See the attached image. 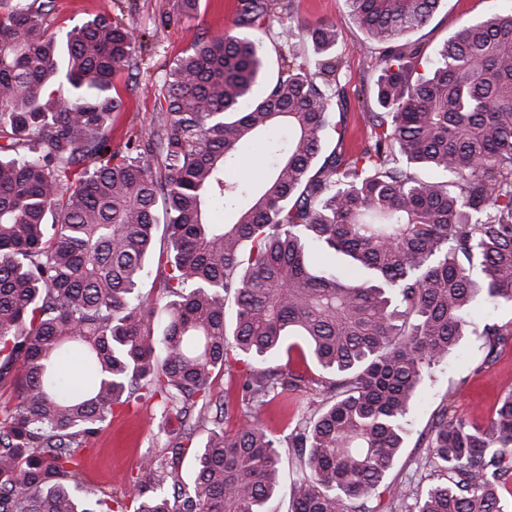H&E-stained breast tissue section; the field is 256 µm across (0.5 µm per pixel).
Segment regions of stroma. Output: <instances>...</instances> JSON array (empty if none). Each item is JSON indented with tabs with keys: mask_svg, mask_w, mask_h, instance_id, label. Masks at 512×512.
Wrapping results in <instances>:
<instances>
[{
	"mask_svg": "<svg viewBox=\"0 0 512 512\" xmlns=\"http://www.w3.org/2000/svg\"><path fill=\"white\" fill-rule=\"evenodd\" d=\"M289 4V9L272 15V31L288 27L297 32L316 21L336 24L340 31L336 53L341 59L343 94L334 102L337 126L328 132L326 145L355 155L371 132L368 109L359 101L358 92L363 81L373 78L374 47L352 22L346 0H289ZM506 5L507 0H443L413 39L422 44L427 56H434L461 23L478 19L491 7ZM239 6V0H200L196 13L188 16L182 10V0H58L55 13L47 20V32L59 33L98 13L134 29L135 64L114 80L124 107L113 113L108 132L113 150L121 152L132 135L147 136L155 123L165 105L160 90L174 61L203 34L232 29ZM256 368V362L247 357L233 363L216 376L213 393L218 398L231 396L234 422L255 420L271 434L285 437L288 425L314 412L320 397L311 393L292 395L287 402L260 408L242 403L239 385ZM511 389L512 337H506L491 353L480 333L469 334L460 350L425 375L420 400L410 415L404 448L369 498L373 512H392V486L412 484L418 497L427 491L433 478L424 466L429 454L426 434L441 408L450 407L456 415L485 427L504 392ZM162 426L155 403L116 410L82 455L79 494L95 489L115 494L127 491L129 479L144 455L164 445L167 436Z\"/></svg>",
	"mask_w": 512,
	"mask_h": 512,
	"instance_id": "obj_1",
	"label": "stroma"
}]
</instances>
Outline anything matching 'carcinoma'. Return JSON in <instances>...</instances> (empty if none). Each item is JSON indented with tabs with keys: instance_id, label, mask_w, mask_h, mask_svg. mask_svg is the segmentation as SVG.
I'll return each mask as SVG.
<instances>
[{
	"instance_id": "cac0c4a2",
	"label": "carcinoma",
	"mask_w": 512,
	"mask_h": 512,
	"mask_svg": "<svg viewBox=\"0 0 512 512\" xmlns=\"http://www.w3.org/2000/svg\"><path fill=\"white\" fill-rule=\"evenodd\" d=\"M377 46L379 111L351 160L320 159L342 93L332 23L258 43L204 36L171 67L145 144L110 151L133 29L97 15L46 37L54 0H0V512H264L281 454L257 423L210 412L218 371L299 339L330 378L288 434L300 468L290 512H373L424 373L458 350L480 305H512V6L460 26L429 57L403 38L443 0H347ZM261 29L278 0H240ZM60 81L69 95L48 91ZM246 149L264 175L227 171ZM214 200L233 215L218 224ZM57 223H46L47 216ZM163 225L160 301L139 292ZM350 259L344 274L318 259ZM235 300L232 320L225 297ZM488 353L512 329L482 327ZM95 370L79 390L57 366ZM269 365L241 385L264 406L306 392ZM156 401L176 443L152 452L129 493L75 495L81 456L114 407ZM207 439L189 448L197 428ZM437 477L416 512H509L512 391L483 429L442 409L428 435ZM192 452V484L178 468Z\"/></svg>"
}]
</instances>
